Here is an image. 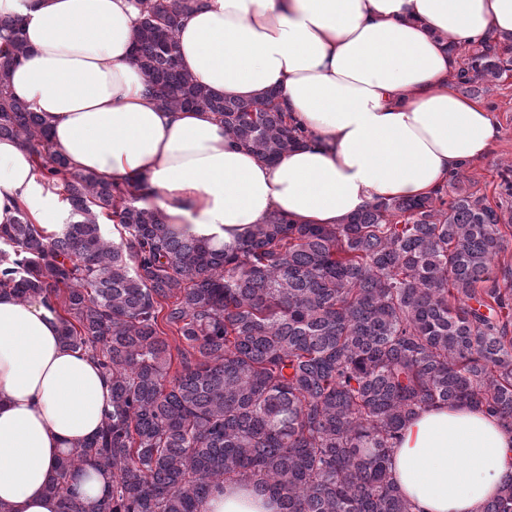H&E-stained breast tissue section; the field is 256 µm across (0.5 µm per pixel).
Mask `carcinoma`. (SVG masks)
<instances>
[{"label":"carcinoma","mask_w":512,"mask_h":512,"mask_svg":"<svg viewBox=\"0 0 512 512\" xmlns=\"http://www.w3.org/2000/svg\"><path fill=\"white\" fill-rule=\"evenodd\" d=\"M199 2L146 0L134 58L159 107L213 112L274 162L307 138L278 92L219 96L179 64L181 20ZM5 29L0 138L62 186L69 221L48 234L21 211L0 227V288L42 299L66 345L112 381L101 429L58 462L60 512H86L69 487L86 467L110 479L92 512H201L241 482L279 512H413L389 461L420 409L480 406L512 432V266L493 268L512 210L457 176L451 198L380 201L342 224L275 214L234 248L185 237L128 189L69 172L46 121L10 90L28 49L20 21L1 17ZM511 71L512 43L487 45L456 80ZM170 333L186 345L173 376ZM479 512H512V473Z\"/></svg>","instance_id":"carcinoma-1"}]
</instances>
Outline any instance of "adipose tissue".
<instances>
[{
  "mask_svg": "<svg viewBox=\"0 0 512 512\" xmlns=\"http://www.w3.org/2000/svg\"><path fill=\"white\" fill-rule=\"evenodd\" d=\"M29 54L13 94L47 121L71 172L132 186L187 237L236 245L276 213L340 224L382 200L420 198L489 154L491 112L449 82L461 50L512 36V0H207L184 17L179 61L200 84L251 100L275 88L309 137L276 164L208 111H168L132 58L138 0H0ZM58 201L33 155L0 138V225L50 223ZM112 405L97 363L67 347L42 300L0 291V501L58 512L56 462ZM392 476L415 512H479L512 471V432L484 411L434 405L409 420ZM202 512H278L247 483Z\"/></svg>",
  "mask_w": 512,
  "mask_h": 512,
  "instance_id": "obj_1",
  "label": "adipose tissue"
}]
</instances>
